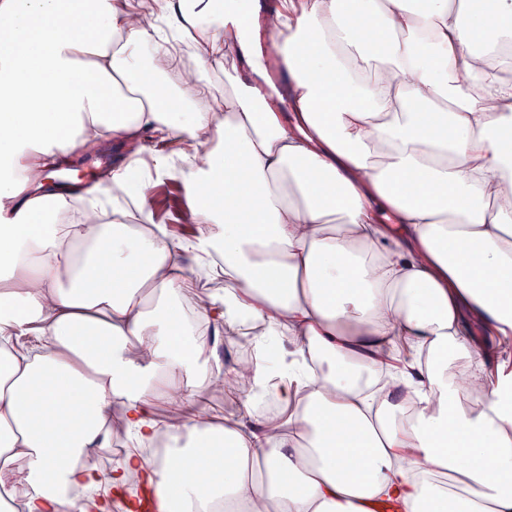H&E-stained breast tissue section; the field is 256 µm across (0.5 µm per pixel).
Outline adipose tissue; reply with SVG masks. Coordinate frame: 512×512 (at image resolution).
Returning <instances> with one entry per match:
<instances>
[{"mask_svg":"<svg viewBox=\"0 0 512 512\" xmlns=\"http://www.w3.org/2000/svg\"><path fill=\"white\" fill-rule=\"evenodd\" d=\"M108 143L83 221L48 223L72 205L48 168ZM178 179L185 237L152 207ZM15 201L0 512H110L132 474L173 512H512V0H0Z\"/></svg>","mask_w":512,"mask_h":512,"instance_id":"ef3b65f1","label":"adipose tissue"}]
</instances>
